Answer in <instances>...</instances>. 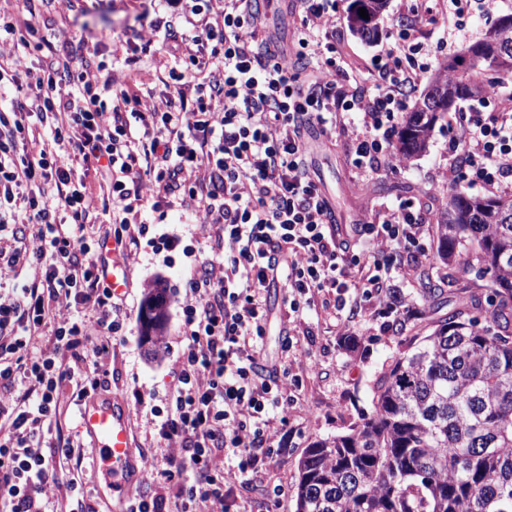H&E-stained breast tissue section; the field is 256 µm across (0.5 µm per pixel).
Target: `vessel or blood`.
Wrapping results in <instances>:
<instances>
[{
  "instance_id": "obj_1",
  "label": "vessel or blood",
  "mask_w": 512,
  "mask_h": 512,
  "mask_svg": "<svg viewBox=\"0 0 512 512\" xmlns=\"http://www.w3.org/2000/svg\"><path fill=\"white\" fill-rule=\"evenodd\" d=\"M80 428L89 437L94 489L111 512H126L127 503L144 476V463L131 443L129 412L116 399L83 398Z\"/></svg>"
}]
</instances>
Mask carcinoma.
<instances>
[{"label":"carcinoma","instance_id":"obj_1","mask_svg":"<svg viewBox=\"0 0 512 512\" xmlns=\"http://www.w3.org/2000/svg\"><path fill=\"white\" fill-rule=\"evenodd\" d=\"M387 0H352L348 23L377 36ZM365 9L369 18L359 15ZM493 67H443L405 119L403 158L426 151L439 91L457 99L482 92ZM437 257L488 278L482 318L455 309L399 358L373 397L374 411L347 435L322 440L300 458L294 512H512V198L454 188L437 224ZM166 288L156 282L142 315L146 342L166 321Z\"/></svg>","mask_w":512,"mask_h":512}]
</instances>
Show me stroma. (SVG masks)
I'll return each instance as SVG.
<instances>
[{"instance_id": "stroma-1", "label": "stroma", "mask_w": 512, "mask_h": 512, "mask_svg": "<svg viewBox=\"0 0 512 512\" xmlns=\"http://www.w3.org/2000/svg\"><path fill=\"white\" fill-rule=\"evenodd\" d=\"M350 2H339L336 39L343 61L363 75L372 56L386 44L390 30L397 24L401 2L388 0L380 34L372 40L361 39L349 30L346 16ZM5 7L14 13L34 9L55 41L68 45L77 64L111 62L113 48L128 44L140 48L149 36L142 19L150 9L149 0H33L29 5L23 0H7ZM497 103L512 104V76L500 77L495 103H486L478 96L453 105L449 114L438 119L425 152L408 158L399 169L382 164L363 193L356 192L353 186L355 173L347 156L345 137L337 136L332 144L318 138L310 140L311 172L327 196L337 223H363L372 205L400 198L424 202L432 217H439L450 190L445 182L452 162L450 115L477 109L489 112ZM138 219L149 224L150 233L138 235L136 224L127 229L128 234L138 235L140 246L130 263V286L123 296L128 320L122 334L112 339L109 392L129 410L136 452L159 458L163 451L155 437L152 410L164 406L175 384L172 367L182 347L179 306L184 298V284L194 261L214 256L215 243L202 226L201 214L185 215L183 208L176 205L166 209L161 217L142 210ZM165 232L177 240V247L169 252L154 251L150 236ZM423 248L426 261L411 264L407 279L396 283L398 292L417 297L422 312L396 331H379V323L388 319L385 312L379 311L375 314L377 327L365 330L363 336L350 344L342 340L335 320L307 312L306 320L314 333L299 337L295 348L308 374L298 393V402L288 414L291 432L282 446L275 449L262 478L238 489L236 496L229 499L230 512H294L297 464L306 448L314 442L347 434L351 426L370 415L375 389L390 366L431 333L437 316L424 289V280L436 283L444 275H451L445 299L451 306L465 307L472 316H481L485 280L476 278L474 268L461 265L448 270L437 262L435 236H428ZM157 280L167 285V322L160 354L153 357L142 342L141 314L149 288ZM275 486L283 491L276 502L269 495Z\"/></svg>"}]
</instances>
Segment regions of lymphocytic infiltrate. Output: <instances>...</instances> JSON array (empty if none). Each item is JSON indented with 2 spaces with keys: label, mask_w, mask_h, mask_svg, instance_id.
<instances>
[{
  "label": "lymphocytic infiltrate",
  "mask_w": 512,
  "mask_h": 512,
  "mask_svg": "<svg viewBox=\"0 0 512 512\" xmlns=\"http://www.w3.org/2000/svg\"><path fill=\"white\" fill-rule=\"evenodd\" d=\"M150 2L154 61L171 81L149 110L127 86L136 56L77 68L35 23L0 11V48L31 45L52 59L48 71L23 76L0 66V85L16 93L12 110L0 111V232L13 238L0 265L34 271L21 291L0 293V512H42L64 485L62 466L80 464L81 442L57 422L63 387L73 383L81 397L108 388L103 361L127 318L85 233L97 198L72 181L63 154L100 173L99 199L113 214L176 201L204 212L219 248L185 285L176 386L155 411L167 466L152 470L128 512H224L286 434L305 366L292 354L273 371L257 361L273 280L286 290L292 332L317 303L334 309L348 336L368 307H385L397 325L418 313L392 283L407 272L397 255L426 257L424 206L383 202L367 223H335L310 171L307 134H346L360 188L393 157L395 117L432 67L417 36L426 0L372 58L366 85L336 59L337 0H298L288 43L255 0ZM34 117L49 140L37 142ZM448 127L451 183L512 186L511 110L465 112ZM47 328L51 346L30 353Z\"/></svg>",
  "instance_id": "f902f5d3"
}]
</instances>
